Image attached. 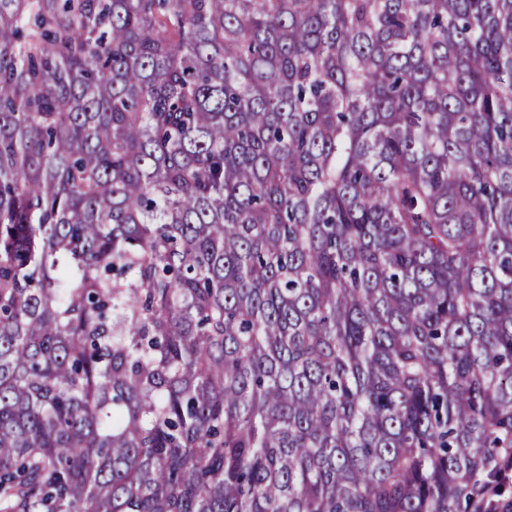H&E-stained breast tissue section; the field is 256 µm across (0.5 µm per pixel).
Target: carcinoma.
Returning <instances> with one entry per match:
<instances>
[{"mask_svg":"<svg viewBox=\"0 0 512 512\" xmlns=\"http://www.w3.org/2000/svg\"><path fill=\"white\" fill-rule=\"evenodd\" d=\"M512 0H0V512H499Z\"/></svg>","mask_w":512,"mask_h":512,"instance_id":"obj_1","label":"carcinoma"}]
</instances>
